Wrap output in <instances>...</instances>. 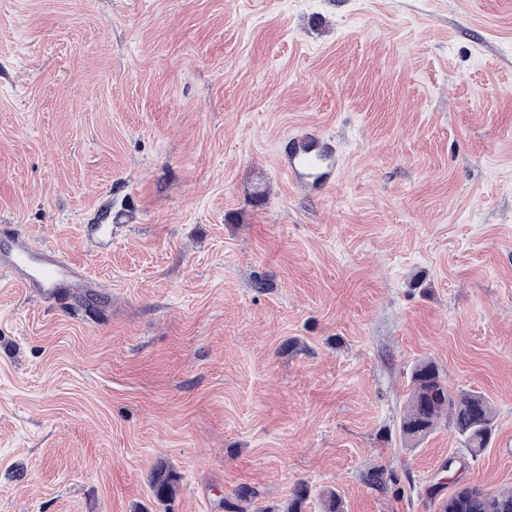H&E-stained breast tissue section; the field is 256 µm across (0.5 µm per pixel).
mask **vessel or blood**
Instances as JSON below:
<instances>
[{
  "mask_svg": "<svg viewBox=\"0 0 512 512\" xmlns=\"http://www.w3.org/2000/svg\"><path fill=\"white\" fill-rule=\"evenodd\" d=\"M305 136H290L285 167L290 179L308 178L313 186L329 183L339 169L328 149L306 148ZM0 280L18 284L44 303L63 295L94 293L96 285L76 264L60 252L21 231L0 235Z\"/></svg>",
  "mask_w": 512,
  "mask_h": 512,
  "instance_id": "b4317fda",
  "label": "vessel or blood"
}]
</instances>
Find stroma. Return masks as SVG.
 Returning <instances> with one entry per match:
<instances>
[{"mask_svg": "<svg viewBox=\"0 0 512 512\" xmlns=\"http://www.w3.org/2000/svg\"><path fill=\"white\" fill-rule=\"evenodd\" d=\"M1 224L101 290L0 286V512L512 488V0H0ZM424 360L490 401L480 456L403 446ZM307 135H291L288 143L290 148L285 161V167L290 179L306 177L311 179L313 187H320L329 183L337 171L340 170L338 162H333V154L321 145V150L315 151L302 147L309 139ZM178 473L172 470L154 472L149 476V486L156 499L162 503L174 498L178 490Z\"/></svg>", "mask_w": 512, "mask_h": 512, "instance_id": "1", "label": "stroma"}]
</instances>
